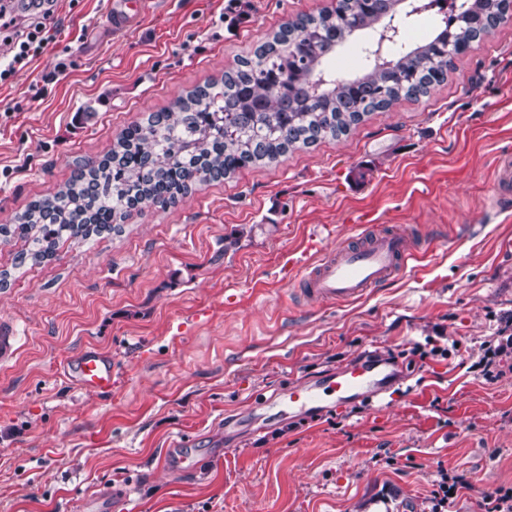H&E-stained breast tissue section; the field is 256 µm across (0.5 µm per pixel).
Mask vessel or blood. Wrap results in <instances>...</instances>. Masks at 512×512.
<instances>
[{
    "label": "vessel or blood",
    "mask_w": 512,
    "mask_h": 512,
    "mask_svg": "<svg viewBox=\"0 0 512 512\" xmlns=\"http://www.w3.org/2000/svg\"><path fill=\"white\" fill-rule=\"evenodd\" d=\"M151 0H112V32H128L147 12ZM418 257L407 232L378 224H363L352 243L337 244L305 261L298 280L307 301L347 303L407 269ZM64 372L83 390L106 392L112 388V360L94 348L66 360ZM385 359L367 354L321 381L295 386L265 399L262 407L271 417L292 416L324 410L329 399L345 403L374 396L393 380Z\"/></svg>",
    "instance_id": "vessel-or-blood-1"
}]
</instances>
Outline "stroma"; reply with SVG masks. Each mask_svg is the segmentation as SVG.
<instances>
[{"instance_id": "obj_1", "label": "stroma", "mask_w": 512, "mask_h": 512, "mask_svg": "<svg viewBox=\"0 0 512 512\" xmlns=\"http://www.w3.org/2000/svg\"><path fill=\"white\" fill-rule=\"evenodd\" d=\"M110 2L59 0L55 42L0 84V225L331 0H165L118 40ZM508 154L512 20L429 95L345 136L131 209L39 262H21L26 238L0 241V333L17 339L0 359V512H98L103 497L111 512H430L443 469L466 481L448 512H480L512 487V368L493 383L471 370L512 314V222L490 207ZM361 215L422 240L419 260L354 302L300 298L290 259L346 241ZM429 339L447 357L411 354ZM88 346L111 355V392L64 377ZM368 351L399 375L385 391L261 416Z\"/></svg>"}]
</instances>
